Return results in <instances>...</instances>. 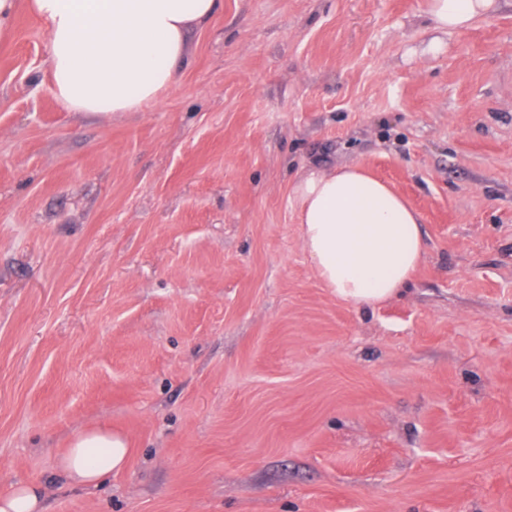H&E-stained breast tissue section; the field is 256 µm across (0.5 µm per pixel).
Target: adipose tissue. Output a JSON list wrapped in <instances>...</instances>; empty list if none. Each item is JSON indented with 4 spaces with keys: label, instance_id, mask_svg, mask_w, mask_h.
I'll return each instance as SVG.
<instances>
[{
    "label": "adipose tissue",
    "instance_id": "1",
    "mask_svg": "<svg viewBox=\"0 0 512 512\" xmlns=\"http://www.w3.org/2000/svg\"><path fill=\"white\" fill-rule=\"evenodd\" d=\"M44 24L51 90L69 112H138L177 87L191 33L216 0H0V34L20 7ZM498 0H427L435 30H467ZM303 249L322 281L356 305L406 288L424 258L421 216L363 167L313 169L291 191ZM126 437L97 428L79 433L58 467L91 487L122 470Z\"/></svg>",
    "mask_w": 512,
    "mask_h": 512
}]
</instances>
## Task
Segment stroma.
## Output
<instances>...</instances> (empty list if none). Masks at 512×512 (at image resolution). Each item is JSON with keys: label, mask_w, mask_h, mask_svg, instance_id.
Listing matches in <instances>:
<instances>
[{"label": "stroma", "mask_w": 512, "mask_h": 512, "mask_svg": "<svg viewBox=\"0 0 512 512\" xmlns=\"http://www.w3.org/2000/svg\"><path fill=\"white\" fill-rule=\"evenodd\" d=\"M217 0L177 88L68 112L45 26L0 39V496L45 512H512V0ZM440 39L442 49L429 44ZM358 164L419 211L407 288L356 306L292 184ZM126 467L69 483L79 431ZM500 0H428L426 14L435 30H467L493 14ZM129 453V443L123 434L105 428L91 429L73 438L58 467L70 483L91 487L112 471L122 470ZM41 486L37 482L17 486L1 498V512H44Z\"/></svg>", "instance_id": "stroma-1"}]
</instances>
